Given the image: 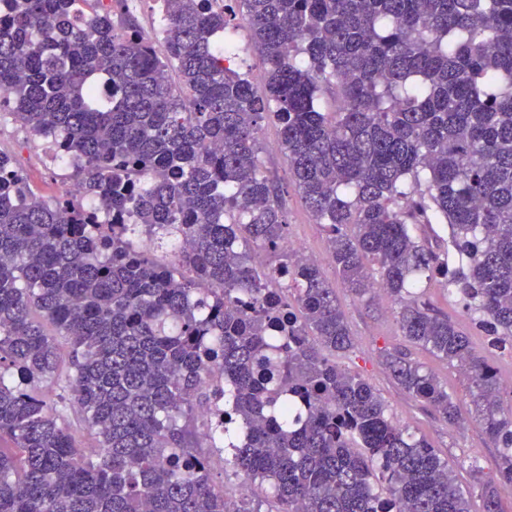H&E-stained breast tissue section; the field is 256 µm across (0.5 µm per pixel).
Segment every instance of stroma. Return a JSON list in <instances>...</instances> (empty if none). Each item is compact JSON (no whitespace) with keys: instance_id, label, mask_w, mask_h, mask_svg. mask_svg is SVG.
<instances>
[{"instance_id":"35a3bbf8","label":"stroma","mask_w":512,"mask_h":512,"mask_svg":"<svg viewBox=\"0 0 512 512\" xmlns=\"http://www.w3.org/2000/svg\"><path fill=\"white\" fill-rule=\"evenodd\" d=\"M259 138L260 159L264 170L285 191L283 206L289 224V237L300 240L311 251L324 252L326 235L306 208L298 191L291 187L286 156L274 147L280 134L273 119L262 121ZM42 147L41 139L22 128L12 116L0 117V149L10 152L36 192L44 199L51 200L65 193L67 171L52 168ZM321 270L335 288L337 301L347 316L355 338V347L342 357V365L365 378L386 401L393 420L424 438L447 463L457 485L471 492L469 512H483L479 492L470 489V466L472 462H480L486 474H493L498 450L493 447L482 428L470 419L473 407L466 380L455 367L401 335L395 320L396 306L391 299L382 295L371 303L361 300L341 283L330 262H323ZM426 299L435 310L448 315L464 328L477 351L492 353L493 362L501 375L512 373V349H491L488 336L470 323L456 298L450 297L446 290L434 283L428 289ZM396 351L407 353L413 361L431 371L447 386L449 393L456 396L461 414L466 419L463 426L448 425L435 411L395 384L385 365L384 356Z\"/></svg>"}]
</instances>
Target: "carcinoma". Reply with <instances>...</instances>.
Returning a JSON list of instances; mask_svg holds the SVG:
<instances>
[{
	"label": "carcinoma",
	"mask_w": 512,
	"mask_h": 512,
	"mask_svg": "<svg viewBox=\"0 0 512 512\" xmlns=\"http://www.w3.org/2000/svg\"><path fill=\"white\" fill-rule=\"evenodd\" d=\"M127 2L0 0L11 115L81 187L46 201L0 150V512H258L213 482L202 449L224 446L278 512H468L435 450L336 362L354 336L320 266L283 248L269 114L343 284L381 285L402 335L464 373L499 450L472 485L501 512L512 406L423 284L441 276L512 346V0H234L262 96L224 56L216 0H153L162 54L112 21ZM387 365L460 422L433 373L400 351Z\"/></svg>",
	"instance_id": "carcinoma-1"
}]
</instances>
